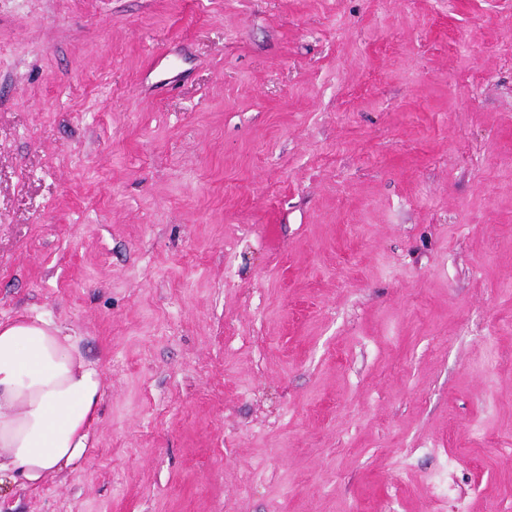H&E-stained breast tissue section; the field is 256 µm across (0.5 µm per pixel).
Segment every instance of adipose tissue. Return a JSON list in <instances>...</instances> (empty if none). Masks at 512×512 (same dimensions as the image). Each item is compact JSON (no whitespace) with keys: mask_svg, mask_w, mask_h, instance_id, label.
Returning <instances> with one entry per match:
<instances>
[{"mask_svg":"<svg viewBox=\"0 0 512 512\" xmlns=\"http://www.w3.org/2000/svg\"><path fill=\"white\" fill-rule=\"evenodd\" d=\"M104 396L101 368L45 315L0 321V475L38 484L86 454Z\"/></svg>","mask_w":512,"mask_h":512,"instance_id":"obj_1","label":"adipose tissue"}]
</instances>
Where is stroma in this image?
<instances>
[{
    "label": "stroma",
    "instance_id": "1",
    "mask_svg": "<svg viewBox=\"0 0 512 512\" xmlns=\"http://www.w3.org/2000/svg\"><path fill=\"white\" fill-rule=\"evenodd\" d=\"M99 363L0 512H512V0H0V320Z\"/></svg>",
    "mask_w": 512,
    "mask_h": 512
}]
</instances>
